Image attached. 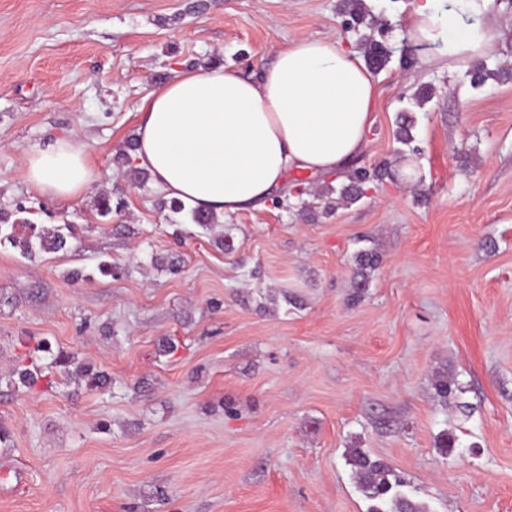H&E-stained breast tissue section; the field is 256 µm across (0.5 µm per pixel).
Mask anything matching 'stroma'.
<instances>
[{
	"instance_id": "35a3bbf8",
	"label": "stroma",
	"mask_w": 512,
	"mask_h": 512,
	"mask_svg": "<svg viewBox=\"0 0 512 512\" xmlns=\"http://www.w3.org/2000/svg\"><path fill=\"white\" fill-rule=\"evenodd\" d=\"M365 2L389 58L353 164L399 156L416 183L204 228L171 223L121 159L142 98L206 62L260 77L301 37L361 54L369 29L341 0H0V512H369L352 448L427 512H512V0H495L501 36L479 61L508 77L477 90L479 63L408 51V0ZM63 136L94 180L59 202L23 171ZM69 227L67 250L23 256ZM368 247L381 262L355 301ZM67 358L107 384L68 381ZM439 372L459 404L435 397Z\"/></svg>"
}]
</instances>
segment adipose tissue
Returning a JSON list of instances; mask_svg holds the SVG:
<instances>
[{
  "label": "adipose tissue",
  "instance_id": "adipose-tissue-1",
  "mask_svg": "<svg viewBox=\"0 0 512 512\" xmlns=\"http://www.w3.org/2000/svg\"><path fill=\"white\" fill-rule=\"evenodd\" d=\"M494 0H410L405 35L451 59L484 55L498 37ZM378 86L358 54L330 38L280 48L261 79L223 68L181 70L151 89L137 109L136 167L167 198L224 217L293 192L289 173L343 176L369 143ZM24 180L61 201L93 181L84 145L60 137L27 152Z\"/></svg>",
  "mask_w": 512,
  "mask_h": 512
}]
</instances>
